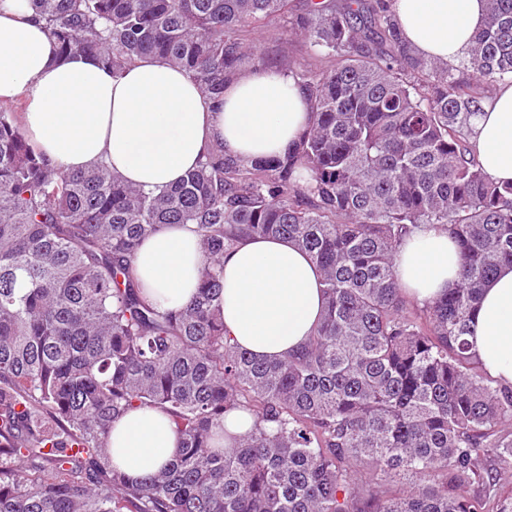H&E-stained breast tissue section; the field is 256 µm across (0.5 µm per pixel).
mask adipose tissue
<instances>
[{
  "mask_svg": "<svg viewBox=\"0 0 512 512\" xmlns=\"http://www.w3.org/2000/svg\"><path fill=\"white\" fill-rule=\"evenodd\" d=\"M405 39L421 54L457 61L482 28L486 0H392ZM25 97L23 127L52 165L68 172L106 164L148 192L175 185L214 144L242 162L285 155L307 127V93L288 73L241 69L221 102L184 71L145 56L120 73L81 52L59 56L28 0L0 9V103ZM470 139L486 173L512 181V84L497 87L473 120ZM224 333L264 360L299 351L321 321L322 273L284 238H245L223 256ZM133 267L150 299L176 310L194 295L202 268L195 225L169 224L143 240ZM458 253L445 227L424 224L402 245L395 272L417 303L458 280ZM483 369L512 385V267L485 285L468 338ZM112 460L140 481L166 465L180 438L167 415L133 409L112 427Z\"/></svg>",
  "mask_w": 512,
  "mask_h": 512,
  "instance_id": "adipose-tissue-1",
  "label": "adipose tissue"
}]
</instances>
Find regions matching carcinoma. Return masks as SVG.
<instances>
[{"instance_id":"1","label":"carcinoma","mask_w":512,"mask_h":512,"mask_svg":"<svg viewBox=\"0 0 512 512\" xmlns=\"http://www.w3.org/2000/svg\"><path fill=\"white\" fill-rule=\"evenodd\" d=\"M58 52L119 72L155 55L214 100L243 60V29L288 0H30ZM290 32L336 57L300 74L313 120L282 159L217 146L168 191L106 166L48 164L0 110V512H512V388L471 352L482 288L512 265V183L470 145L488 89L512 82V0L459 64L402 37L388 0H325ZM197 226L200 281L178 310L149 299L137 245ZM421 224L448 227L455 288L409 307L395 274ZM285 237L323 272L326 306L304 348L253 357L224 336V250ZM159 408L181 436L166 467L131 481L112 424ZM254 418L219 448L231 411Z\"/></svg>"}]
</instances>
